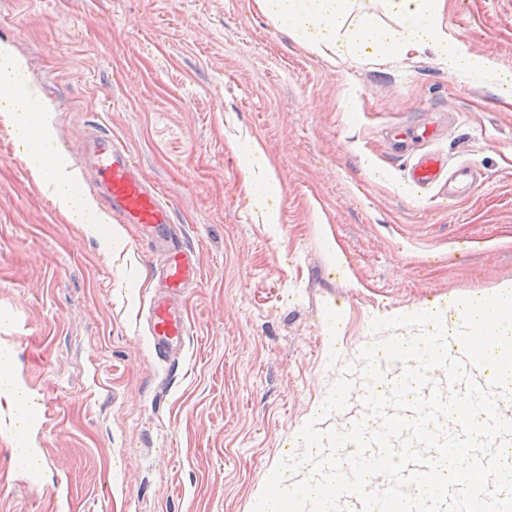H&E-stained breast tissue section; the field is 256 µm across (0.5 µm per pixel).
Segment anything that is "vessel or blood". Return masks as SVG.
Segmentation results:
<instances>
[{
  "label": "vessel or blood",
  "instance_id": "obj_1",
  "mask_svg": "<svg viewBox=\"0 0 512 512\" xmlns=\"http://www.w3.org/2000/svg\"><path fill=\"white\" fill-rule=\"evenodd\" d=\"M81 162L104 210L120 223L139 228L156 250L160 269L145 314L148 344L164 363L180 361L191 334L185 299L200 281L199 254L176 224L173 207L146 180L124 141L108 129L89 127ZM408 178L423 191L444 187V197L452 204L474 196L483 185L474 167L449 168L445 157L432 152L414 157Z\"/></svg>",
  "mask_w": 512,
  "mask_h": 512
}]
</instances>
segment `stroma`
I'll return each mask as SVG.
<instances>
[{
  "label": "stroma",
  "instance_id": "stroma-1",
  "mask_svg": "<svg viewBox=\"0 0 512 512\" xmlns=\"http://www.w3.org/2000/svg\"><path fill=\"white\" fill-rule=\"evenodd\" d=\"M442 25L512 77V0H447ZM0 41L78 163L89 123L110 129L170 201L201 258L186 306L192 339L166 392L142 311L145 245L125 226L105 254L81 208L62 217L0 123V352L47 422L44 468L9 469L0 403V512H253L268 473L299 454L300 429L346 427L361 405L321 415L370 342L420 333L429 308L512 285V112L497 86L430 50L331 63L276 28L256 0H0ZM435 120L439 138L397 147ZM260 143L276 179L246 185ZM434 151L485 182L448 205L407 170Z\"/></svg>",
  "mask_w": 512,
  "mask_h": 512
}]
</instances>
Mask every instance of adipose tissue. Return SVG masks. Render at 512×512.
Masks as SVG:
<instances>
[{
    "instance_id": "ef3b65f1",
    "label": "adipose tissue",
    "mask_w": 512,
    "mask_h": 512,
    "mask_svg": "<svg viewBox=\"0 0 512 512\" xmlns=\"http://www.w3.org/2000/svg\"><path fill=\"white\" fill-rule=\"evenodd\" d=\"M257 5L277 28L332 62L361 49L382 59L407 57L430 47L461 75L491 84L502 82L495 58L467 52L462 42L442 29L446 0H384L387 13L399 21L395 28L380 25L371 15L356 13V0H257ZM25 69L13 47L0 41V103L9 106L0 120L10 124L18 136L35 142V150L26 152L23 160L35 181L50 191L61 214H69L76 206L94 213L97 204L91 195L78 200L72 196L80 175L54 149L55 113L46 107L31 111L28 100L35 97V90H27L22 97L17 94V82ZM464 309L467 320L463 323L442 312H428L424 320L431 335L447 342L458 336L461 324L481 328L492 318L512 315V290L505 288L499 297L471 301Z\"/></svg>"
}]
</instances>
